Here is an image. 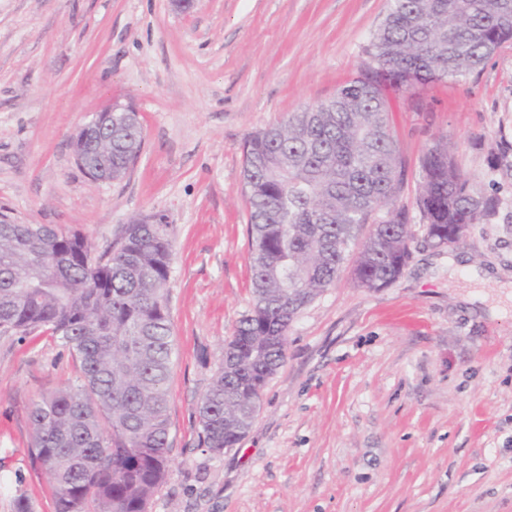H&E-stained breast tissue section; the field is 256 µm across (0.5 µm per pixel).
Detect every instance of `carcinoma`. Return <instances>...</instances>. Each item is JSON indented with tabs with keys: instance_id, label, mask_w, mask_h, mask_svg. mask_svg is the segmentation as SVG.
<instances>
[{
	"instance_id": "cac0c4a2",
	"label": "carcinoma",
	"mask_w": 512,
	"mask_h": 512,
	"mask_svg": "<svg viewBox=\"0 0 512 512\" xmlns=\"http://www.w3.org/2000/svg\"><path fill=\"white\" fill-rule=\"evenodd\" d=\"M512 41V0H388L366 49L370 77L261 129L244 144L253 302L225 341L197 405L199 437L219 455L253 424L285 359L296 314L329 288L365 224L357 285L394 284L410 257L398 204L403 161L391 93L412 81H459ZM112 135L86 133L83 168L123 179L141 150L129 104L113 103ZM416 208L436 247L461 242L497 208L458 168L448 144L421 158ZM387 218L374 222L377 211ZM168 225H124L102 251L82 235L0 214V333L42 330L75 361L77 384L30 408L29 454L55 492V512H148L170 451L168 381L175 339L166 286Z\"/></svg>"
}]
</instances>
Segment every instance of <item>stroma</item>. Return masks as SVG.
Masks as SVG:
<instances>
[{"mask_svg": "<svg viewBox=\"0 0 512 512\" xmlns=\"http://www.w3.org/2000/svg\"><path fill=\"white\" fill-rule=\"evenodd\" d=\"M388 0H0V214L104 248L163 216L177 345L170 464L149 512H512V44L460 81L416 86L391 114L413 208L423 151L455 146L498 198L462 245L413 219L402 276L358 287L351 265L301 310L258 416L232 448L199 445L197 404L252 304L243 146L334 96L358 71ZM132 104L129 175L92 183L73 137ZM479 295L469 303L470 295ZM505 298L501 316L484 301ZM49 337L0 336V512H54L28 448L31 403L76 384Z\"/></svg>", "mask_w": 512, "mask_h": 512, "instance_id": "1", "label": "stroma"}]
</instances>
